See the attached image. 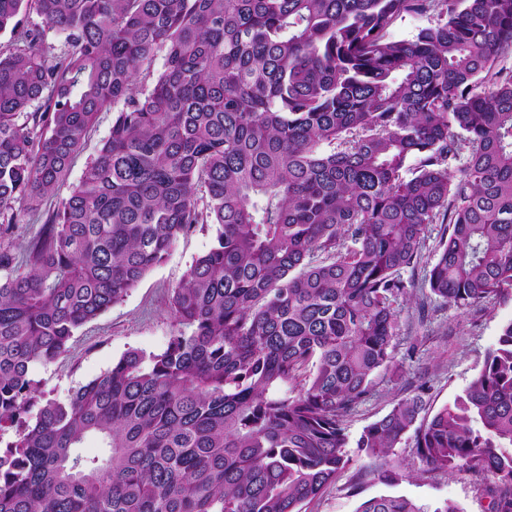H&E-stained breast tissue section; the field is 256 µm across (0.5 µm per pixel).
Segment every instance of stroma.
Here are the masks:
<instances>
[{
    "mask_svg": "<svg viewBox=\"0 0 512 512\" xmlns=\"http://www.w3.org/2000/svg\"><path fill=\"white\" fill-rule=\"evenodd\" d=\"M114 117L109 108L98 114L84 149L73 160L66 180L56 187L54 199L66 197L79 181L107 138ZM211 245L212 233L207 229L198 228L181 237L163 265L149 272L123 301L76 332L65 355L51 364L33 365L31 375L41 382L46 396L66 400L129 350L148 354L164 350L177 328L169 312L170 290ZM394 306L401 315L394 366L375 374L372 396L349 413L347 425L354 437L415 388L423 390L425 414H434L453 401L480 372L502 326L512 322V300L468 309L433 300L422 320L415 313L414 298L398 297ZM395 454L403 468L398 481L389 484L378 477L377 461L350 451L349 463L335 483L304 504L302 512H356L363 500L380 495H402L432 507L448 501L459 512H489L488 481L467 471L452 475L427 472L408 444L396 448ZM360 471L367 477L359 483L355 475Z\"/></svg>",
    "mask_w": 512,
    "mask_h": 512,
    "instance_id": "stroma-1",
    "label": "stroma"
}]
</instances>
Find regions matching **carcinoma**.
<instances>
[{
  "label": "carcinoma",
  "mask_w": 512,
  "mask_h": 512,
  "mask_svg": "<svg viewBox=\"0 0 512 512\" xmlns=\"http://www.w3.org/2000/svg\"><path fill=\"white\" fill-rule=\"evenodd\" d=\"M31 1L45 26L21 25ZM405 15L433 23L390 37ZM7 31L0 236L117 115L24 253L0 250V512H301L393 364L428 225L447 224L430 296L512 299V0H0ZM200 224L214 243L171 289L166 349L44 398L32 366ZM423 406L398 400L356 448L393 480L411 432L427 471L483 474L512 512V322L462 395ZM115 116L116 112L112 111V107L105 109L98 114L96 123L89 134L84 149L73 160L66 180L59 184L54 193L46 199V208L49 207L50 203L54 204L59 199L66 197L69 194L71 187L79 181L87 163L97 154L102 141L109 135L112 127V120Z\"/></svg>",
  "instance_id": "1"
}]
</instances>
